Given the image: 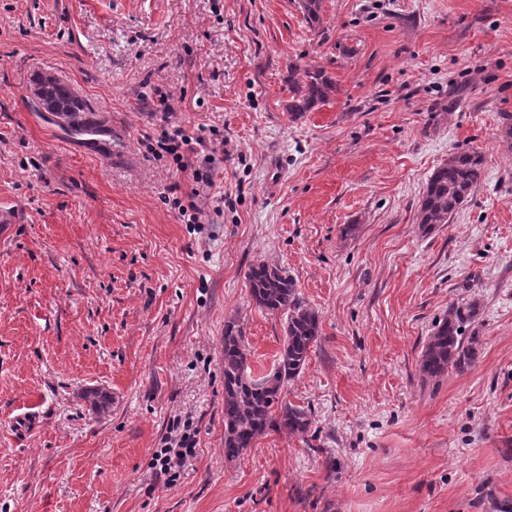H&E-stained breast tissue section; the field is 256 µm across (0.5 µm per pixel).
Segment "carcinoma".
<instances>
[{
    "label": "carcinoma",
    "mask_w": 512,
    "mask_h": 512,
    "mask_svg": "<svg viewBox=\"0 0 512 512\" xmlns=\"http://www.w3.org/2000/svg\"><path fill=\"white\" fill-rule=\"evenodd\" d=\"M299 7L308 22H320L322 0H299ZM338 91L335 79L323 68L289 66L288 112L292 117L313 111ZM36 95L40 105L58 104L69 120L89 123L81 116L83 104L64 81L46 77ZM483 162V155L477 150L453 153L433 171L419 205V224L424 229L446 224L453 218L480 183ZM246 280L255 307L269 315L285 316V339L273 368L256 377L248 366L250 351L243 327L233 319L224 323V458L229 461L253 447L270 430L303 435L312 425L309 409L287 399V387L301 373L318 341L319 316L300 296L293 278L278 266L253 265ZM475 316L473 306L465 313L456 309L435 326L421 356L425 374L437 377L475 359L474 347H466L462 341V324Z\"/></svg>",
    "instance_id": "cac0c4a2"
}]
</instances>
